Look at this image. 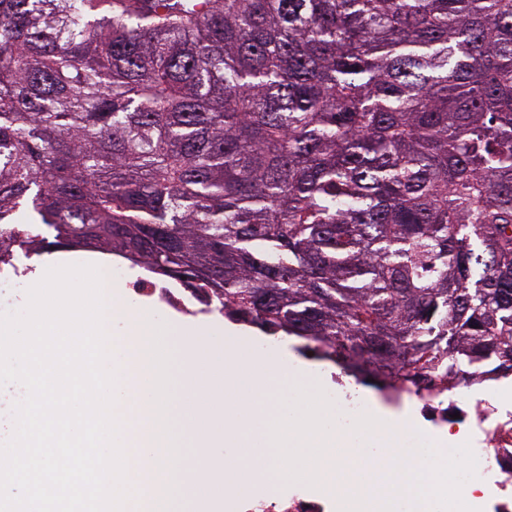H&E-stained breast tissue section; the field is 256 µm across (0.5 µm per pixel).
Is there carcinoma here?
<instances>
[{"label":"carcinoma","mask_w":512,"mask_h":512,"mask_svg":"<svg viewBox=\"0 0 512 512\" xmlns=\"http://www.w3.org/2000/svg\"><path fill=\"white\" fill-rule=\"evenodd\" d=\"M90 250L401 398L512 374V0H0V266Z\"/></svg>","instance_id":"cac0c4a2"}]
</instances>
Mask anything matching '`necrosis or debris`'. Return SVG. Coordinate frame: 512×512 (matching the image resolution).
<instances>
[{
    "label": "necrosis or debris",
    "instance_id": "1",
    "mask_svg": "<svg viewBox=\"0 0 512 512\" xmlns=\"http://www.w3.org/2000/svg\"><path fill=\"white\" fill-rule=\"evenodd\" d=\"M131 297H153L165 307L199 314L202 298L189 288H170L153 275L129 283ZM412 401L434 427L409 436L397 448L398 462H415L421 483L432 490L433 512H460L463 497H470L472 512H512V385L467 388L449 396H413ZM320 408L336 417V430L350 431L367 410L366 401L347 385L321 387ZM463 454L469 461L465 476L449 472L442 463L445 452ZM332 448H304L298 465L282 468L283 478L273 491L255 487L244 491L235 481L224 482V512H367V483L338 484L326 467L335 458Z\"/></svg>",
    "mask_w": 512,
    "mask_h": 512
}]
</instances>
